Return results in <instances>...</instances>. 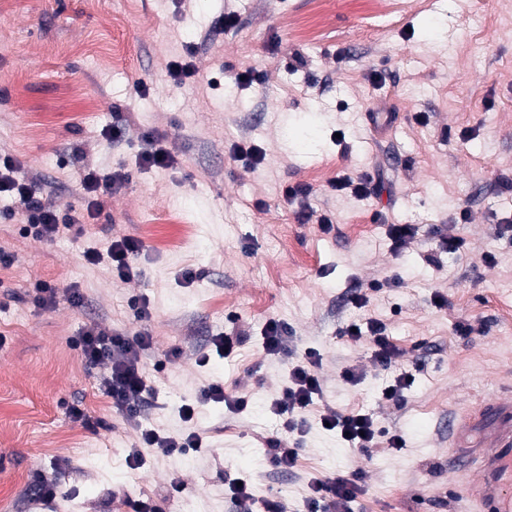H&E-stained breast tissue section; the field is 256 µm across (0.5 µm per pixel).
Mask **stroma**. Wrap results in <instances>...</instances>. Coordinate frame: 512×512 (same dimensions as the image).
<instances>
[{"label": "stroma", "mask_w": 512, "mask_h": 512, "mask_svg": "<svg viewBox=\"0 0 512 512\" xmlns=\"http://www.w3.org/2000/svg\"><path fill=\"white\" fill-rule=\"evenodd\" d=\"M399 3L381 32L346 0H0V155L39 174L43 195L66 210L86 207L83 166L128 175L76 238L20 235L21 204L0 198V255L10 258L0 266V512H129L130 499L160 512H236V478L307 512L309 477L358 471L351 512H463L454 489L468 474L448 464V416L512 398V315L502 312L512 194L499 187L512 179V19L500 0ZM227 13L236 25L215 31ZM184 57L196 73L178 84L167 65ZM248 67L264 80L238 84ZM112 127L125 140L104 138ZM240 141L262 146L264 161L232 160ZM158 146L174 165L139 167ZM365 172L383 175L369 199L329 192L337 175ZM297 184L313 194L286 196ZM303 211L312 221H299ZM324 214L328 232L316 222ZM391 224L419 229L398 254ZM442 232L464 249H439ZM120 236L144 244L129 281L83 259ZM38 279L55 286L54 304L26 297ZM74 288L82 306L69 301ZM370 318L399 351L389 366L346 335ZM273 319L288 328L287 353L262 347ZM461 322L470 334L456 332ZM91 324L151 336L138 422L113 409L105 366L86 365L72 344ZM225 333L243 338L227 357L212 345ZM175 349L176 363L153 371ZM311 351L322 394L288 433L270 403ZM402 374L412 379L402 403L385 400ZM212 383L247 394V409L201 403ZM328 409L369 413L374 446L322 429ZM146 428L200 433L208 449L160 455L142 446ZM276 435L298 445L286 474L265 454ZM394 435L402 447H390ZM133 448L145 459L137 470ZM41 475L57 494L38 505Z\"/></svg>", "instance_id": "stroma-1"}]
</instances>
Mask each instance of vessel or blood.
<instances>
[{
  "label": "vessel or blood",
  "instance_id": "1",
  "mask_svg": "<svg viewBox=\"0 0 512 512\" xmlns=\"http://www.w3.org/2000/svg\"><path fill=\"white\" fill-rule=\"evenodd\" d=\"M494 427L488 444L484 464L476 480L457 486V499L466 504L468 512H512V496L502 494L497 484L503 479L512 480V401L501 400L470 412L453 415L448 429L456 438V445L449 449V458H456L465 447L469 435Z\"/></svg>",
  "mask_w": 512,
  "mask_h": 512
}]
</instances>
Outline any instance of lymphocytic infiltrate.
Listing matches in <instances>:
<instances>
[{"label":"lymphocytic infiltrate","instance_id":"obj_1","mask_svg":"<svg viewBox=\"0 0 512 512\" xmlns=\"http://www.w3.org/2000/svg\"><path fill=\"white\" fill-rule=\"evenodd\" d=\"M19 166V161L13 157L0 156V194L18 198L23 207L22 223L28 224L35 237L50 240L80 235L85 223L102 214L105 198L116 193L127 180L126 175L119 172L102 174L93 167H83L79 173V184L85 197L86 210L70 213L43 198L38 177L18 178ZM142 248L140 239L124 236L112 240L106 251L87 249L83 257L91 264L109 260L113 272L125 281L134 275L129 263L130 256L140 253ZM75 345L87 365L107 367L108 373L103 377L102 384L112 398L113 407L127 420H136L148 404L143 355L151 346L150 335L140 333L130 337L117 330L107 331L90 325L78 337ZM317 363V357L313 356L307 364L292 369L289 386L271 404L275 414L294 417L320 396L321 383L314 371ZM320 420L327 423L330 430L343 435L346 443L361 448L372 447L374 443L376 429L370 414L353 412L340 415L330 410L322 414ZM309 488L312 512H348L358 491L352 480L341 477L311 478Z\"/></svg>","mask_w":512,"mask_h":512}]
</instances>
